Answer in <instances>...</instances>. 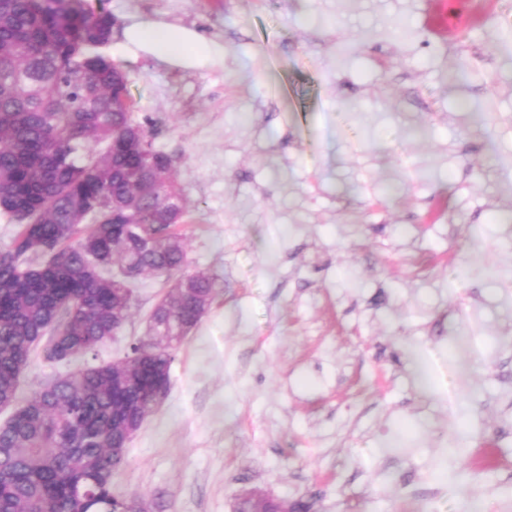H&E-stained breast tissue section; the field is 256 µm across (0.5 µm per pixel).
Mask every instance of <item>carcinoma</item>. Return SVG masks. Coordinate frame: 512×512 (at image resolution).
<instances>
[{"label": "carcinoma", "instance_id": "1", "mask_svg": "<svg viewBox=\"0 0 512 512\" xmlns=\"http://www.w3.org/2000/svg\"><path fill=\"white\" fill-rule=\"evenodd\" d=\"M112 17L83 0H0V512H127L113 491L128 431L153 408L215 282L188 270L174 160L136 134ZM121 275L104 274L112 265ZM175 278L148 339L17 400L21 368L95 352L129 316L133 279ZM244 512L283 504L252 497Z\"/></svg>", "mask_w": 512, "mask_h": 512}]
</instances>
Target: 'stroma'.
Wrapping results in <instances>:
<instances>
[{"instance_id": "1", "label": "stroma", "mask_w": 512, "mask_h": 512, "mask_svg": "<svg viewBox=\"0 0 512 512\" xmlns=\"http://www.w3.org/2000/svg\"><path fill=\"white\" fill-rule=\"evenodd\" d=\"M486 2L438 40L423 0H86L216 283L116 492L149 512H232L247 491L512 512V0ZM145 22L221 52L160 62L125 39ZM169 286L137 280L96 354H32L21 397L124 359Z\"/></svg>"}]
</instances>
